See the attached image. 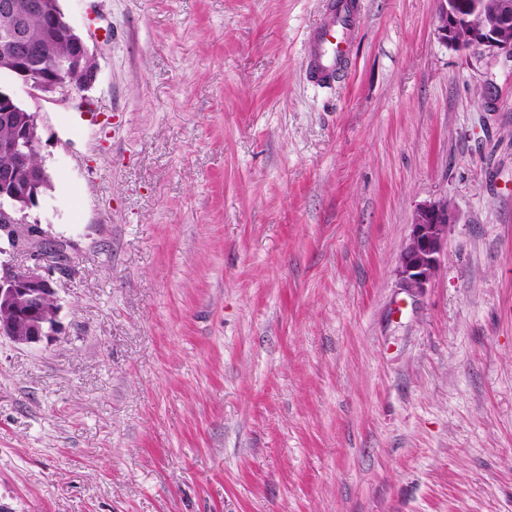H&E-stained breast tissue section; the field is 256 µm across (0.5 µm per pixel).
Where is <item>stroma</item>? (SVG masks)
I'll return each mask as SVG.
<instances>
[{
	"mask_svg": "<svg viewBox=\"0 0 512 512\" xmlns=\"http://www.w3.org/2000/svg\"><path fill=\"white\" fill-rule=\"evenodd\" d=\"M362 2L333 87L324 0H61L95 118L0 79L73 269L55 340L0 338V512H512V62ZM360 16V0H328L322 21L311 30L305 46L310 82L331 85L350 68ZM453 220L454 213L444 201L417 209L396 268L402 290L411 295L419 294L435 277L448 238V226Z\"/></svg>",
	"mask_w": 512,
	"mask_h": 512,
	"instance_id": "stroma-1",
	"label": "stroma"
}]
</instances>
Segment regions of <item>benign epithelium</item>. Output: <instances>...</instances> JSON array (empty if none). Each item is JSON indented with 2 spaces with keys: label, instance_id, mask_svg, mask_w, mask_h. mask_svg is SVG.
Instances as JSON below:
<instances>
[{
  "label": "benign epithelium",
  "instance_id": "benign-epithelium-1",
  "mask_svg": "<svg viewBox=\"0 0 512 512\" xmlns=\"http://www.w3.org/2000/svg\"><path fill=\"white\" fill-rule=\"evenodd\" d=\"M437 31L446 44L459 49L473 46L489 52L504 53L512 59V42H504L500 32L512 29V6L500 4L493 9L485 23L467 29L464 37L456 33L468 23L469 14L479 9V0H441ZM12 49L17 60L25 61L37 53L28 40L23 21L16 22L12 37ZM79 60L84 61L86 84L94 82L97 64L84 38L75 45V54L64 58L45 57L42 68L49 72L48 79L38 81L26 72L19 81L29 88L37 99L65 101L75 88L67 83V73ZM42 140L32 141L21 134L9 143L0 146L15 156V165L0 170V187L16 183L17 171L27 167L29 152L41 150ZM6 202L0 204V239H5L12 249L28 255V263L13 265L0 263V307L12 310V318L0 320V337H7L19 344L39 343L58 334L57 319H48L44 314V301L56 297L51 273L59 266V257L54 249L43 242L39 225L29 224L16 216L11 199L13 196L1 192ZM454 213L448 202L426 204L415 212L410 224L408 239L399 256L396 276L405 292L419 294L435 277L441 264L448 226Z\"/></svg>",
  "mask_w": 512,
  "mask_h": 512
}]
</instances>
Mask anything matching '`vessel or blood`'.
Returning a JSON list of instances; mask_svg holds the SVG:
<instances>
[{
	"label": "vessel or blood",
	"instance_id": "obj_1",
	"mask_svg": "<svg viewBox=\"0 0 512 512\" xmlns=\"http://www.w3.org/2000/svg\"><path fill=\"white\" fill-rule=\"evenodd\" d=\"M360 16V0H328L322 21L311 30L305 46L310 82L333 84L350 68Z\"/></svg>",
	"mask_w": 512,
	"mask_h": 512
}]
</instances>
